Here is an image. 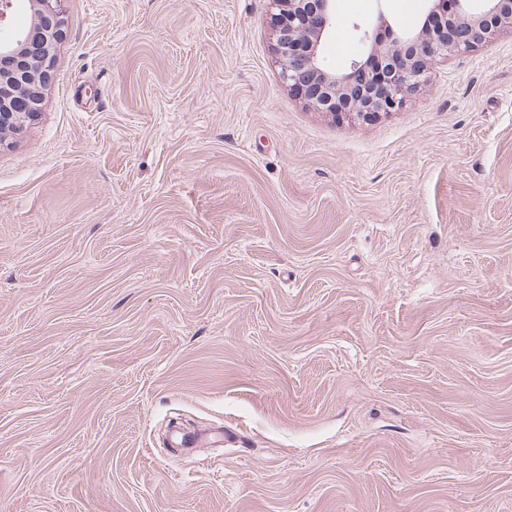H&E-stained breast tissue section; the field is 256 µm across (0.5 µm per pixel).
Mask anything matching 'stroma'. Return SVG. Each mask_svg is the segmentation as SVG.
Wrapping results in <instances>:
<instances>
[{
  "label": "stroma",
  "mask_w": 512,
  "mask_h": 512,
  "mask_svg": "<svg viewBox=\"0 0 512 512\" xmlns=\"http://www.w3.org/2000/svg\"><path fill=\"white\" fill-rule=\"evenodd\" d=\"M61 8L0 145V512H512V34L348 124L270 0ZM428 8L336 0L324 67Z\"/></svg>",
  "instance_id": "stroma-1"
}]
</instances>
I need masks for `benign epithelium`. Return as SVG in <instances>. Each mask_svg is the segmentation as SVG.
Instances as JSON below:
<instances>
[{
    "instance_id": "obj_1",
    "label": "benign epithelium",
    "mask_w": 512,
    "mask_h": 512,
    "mask_svg": "<svg viewBox=\"0 0 512 512\" xmlns=\"http://www.w3.org/2000/svg\"><path fill=\"white\" fill-rule=\"evenodd\" d=\"M61 0H0V145L40 115L42 93L53 76L63 37ZM273 52L280 78L312 107L334 119L369 122L400 108L428 80V67L512 31V0H430L417 30L401 28L385 40L374 21L356 23L367 59L328 72L323 45L335 28V0H271ZM30 23L18 27L20 7Z\"/></svg>"
}]
</instances>
